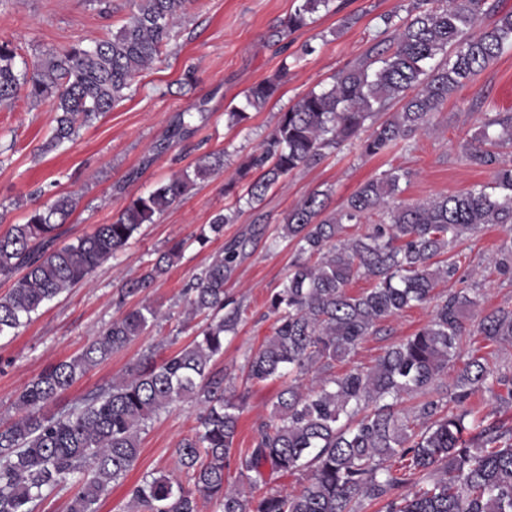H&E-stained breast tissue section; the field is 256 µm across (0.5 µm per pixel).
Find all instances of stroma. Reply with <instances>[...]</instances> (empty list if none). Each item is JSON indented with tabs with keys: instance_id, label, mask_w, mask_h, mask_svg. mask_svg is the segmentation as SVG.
Returning a JSON list of instances; mask_svg holds the SVG:
<instances>
[{
	"instance_id": "1",
	"label": "stroma",
	"mask_w": 512,
	"mask_h": 512,
	"mask_svg": "<svg viewBox=\"0 0 512 512\" xmlns=\"http://www.w3.org/2000/svg\"><path fill=\"white\" fill-rule=\"evenodd\" d=\"M341 13L319 12L308 27L287 38L274 36L281 21L301 0H196L177 28L170 46L151 67L134 79L125 100L111 112L78 129L72 141L43 154L39 147L54 124L49 104L19 98L0 108V231L23 223L27 213L55 195L75 191L76 210L62 228L63 241L111 223L128 199L151 192L172 174L194 165L204 154L226 151L222 172L196 186L154 223L144 225L131 245L99 266L84 282L45 305L17 335L0 337V425L16 416L14 402L24 386L50 364L79 355L98 331L118 317V291L139 277L158 255L177 241H186L184 257L146 293L162 318L121 351L89 370L45 409L53 415L70 409L87 393L109 384L141 355L170 354L186 344L202 325L188 319L182 297L193 274L220 251L227 238L263 219L262 238L228 283L230 295L247 309L237 333L224 344L221 367L234 376L236 390H248L239 420L236 445L250 447L253 428L268 418L281 389L271 381L244 385V357L269 336L266 301L286 280L292 245L272 244L270 237L289 209L315 190H331L332 207H340L363 182L402 168L411 179L401 199L407 203L463 191L492 180L490 171L470 166L461 144L469 139L486 112L512 111V50L480 71L432 119L428 130L404 149L375 157L362 155L356 143H345L318 165L292 172L256 205L234 203L224 184L236 168L265 141L280 112L298 98L332 83L341 70L367 55L382 38L384 15H407L409 0H335ZM131 10V0H0V41L12 42L21 60L33 63L46 53L111 37ZM358 21L341 29L342 15ZM290 59L278 94L238 126L227 113L242 106L246 91L272 77L283 59ZM193 113L195 130L169 140L178 113ZM236 205L240 213L225 225L222 237L199 247L193 238L213 217ZM506 233L491 224L462 239L452 250L460 278L474 277L480 288L479 311L512 307V282L494 271ZM432 305L407 309L385 322V330L366 337L336 373L373 366L394 343L412 335L432 317ZM196 412L177 404L149 423L125 484L112 486L99 512H127V490L145 473L178 474L175 450L192 434Z\"/></svg>"
}]
</instances>
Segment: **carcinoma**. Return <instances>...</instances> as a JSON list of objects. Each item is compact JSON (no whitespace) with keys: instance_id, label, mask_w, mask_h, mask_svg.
Returning <instances> with one entry per match:
<instances>
[{"instance_id":"cac0c4a2","label":"carcinoma","mask_w":512,"mask_h":512,"mask_svg":"<svg viewBox=\"0 0 512 512\" xmlns=\"http://www.w3.org/2000/svg\"><path fill=\"white\" fill-rule=\"evenodd\" d=\"M191 2L133 0L112 37L48 53L31 72L17 67L12 43L0 42V105L21 96L49 104L55 126L40 151L56 150L126 98L135 75L169 45ZM332 2L302 0L279 33L307 27ZM495 8L489 0H410L401 23L383 16L392 52L340 71L330 87L307 93L280 113L259 151L225 183L224 194L257 204L281 178L318 165L346 141L378 156L414 139L449 98L512 48L511 12L478 27ZM288 71L284 60L274 77L254 84L245 106L228 112L229 125L262 109ZM396 101L400 111L376 123ZM509 148L512 112H485L461 150L469 165L493 173L491 183L404 203L401 181L409 173L391 169L359 185L338 209L330 208V192L316 190L285 214L272 243L287 241L295 254L283 287L267 300L272 334L248 351L244 365L250 384L281 379L283 389L270 417L256 424L251 447H234L248 392H228L232 376L216 361L244 319L245 309L226 295V284L248 244L262 234L256 228L225 242L185 284L191 313L205 316L190 344L160 360L147 354L121 380L86 394L71 410L45 415L43 408L78 378L158 320V308L145 302L99 330L78 356L49 366L25 387L15 400L21 416L0 427V512H37L65 484L75 487L68 512H98L105 492L133 469L148 422L178 403L199 410L193 434L176 448L187 482L160 471L144 474L128 489L130 512H200L202 499L217 512H359L363 500L380 505L379 512H512V422L487 423L460 409L482 388L512 404V368L473 351L452 382L441 384L470 342L465 319L478 306V294L469 286L435 293L459 271L453 258L439 256L488 224L509 236L496 270L512 282V164L502 160ZM222 169L224 152H211L151 193L131 197L112 223L62 246L58 230L78 205L75 193L56 196L32 209L25 223L0 232V276L15 277L0 296V337L79 285L143 225L180 203L197 181ZM375 212L382 214L379 223L348 233L349 225ZM235 216L217 214L195 242L203 248L224 235ZM182 250L181 243L170 246L121 289L117 304L152 287ZM358 279L372 287L349 292ZM431 302V320L373 366L333 372L386 320ZM476 332L488 346L511 342L512 308L480 315ZM314 367L325 377L308 383ZM406 396L416 399L410 407L403 406ZM265 467L281 476L302 472L306 485L296 493L268 490Z\"/></svg>"}]
</instances>
